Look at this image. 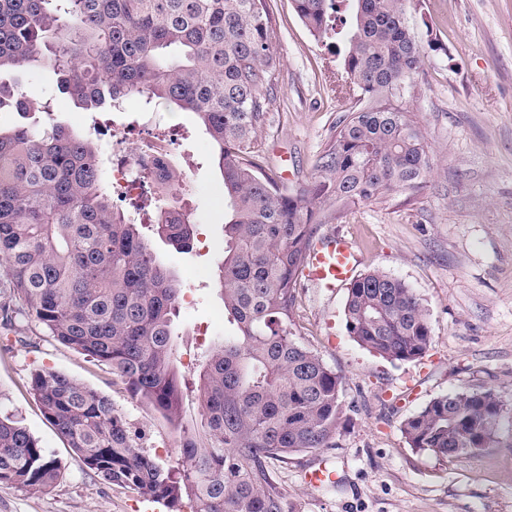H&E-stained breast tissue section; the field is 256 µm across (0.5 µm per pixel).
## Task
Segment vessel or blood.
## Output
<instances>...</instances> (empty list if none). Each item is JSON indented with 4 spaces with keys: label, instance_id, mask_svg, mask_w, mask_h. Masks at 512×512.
<instances>
[{
    "label": "vessel or blood",
    "instance_id": "obj_1",
    "mask_svg": "<svg viewBox=\"0 0 512 512\" xmlns=\"http://www.w3.org/2000/svg\"><path fill=\"white\" fill-rule=\"evenodd\" d=\"M356 262L354 242L344 237L333 236L311 250L303 275L319 287L333 291L353 280Z\"/></svg>",
    "mask_w": 512,
    "mask_h": 512
}]
</instances>
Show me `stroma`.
I'll return each mask as SVG.
<instances>
[{
  "instance_id": "obj_1",
  "label": "stroma",
  "mask_w": 512,
  "mask_h": 512,
  "mask_svg": "<svg viewBox=\"0 0 512 512\" xmlns=\"http://www.w3.org/2000/svg\"><path fill=\"white\" fill-rule=\"evenodd\" d=\"M276 24L280 73L259 131L266 160L304 186L332 141L347 103L336 58L297 15L293 0H266ZM419 38L433 36L412 76L409 107L420 121L432 171L415 193L321 208L318 236L353 240L358 272L380 270L415 289L432 328L427 355L388 362L345 329L346 288L302 283L298 323L305 344L341 376L347 421L336 445L272 461L294 512H512V0H407ZM50 100L55 121L74 132L96 128L104 161L113 139L136 149L144 137L168 139L192 180L182 204L197 226L189 250L152 238L158 261L181 288L174 338L183 387L182 425L202 430L198 395L203 354L224 333L216 290L224 251V188L207 136L187 112L159 110L142 134L135 109L89 113L56 88L49 71L26 78ZM51 368L106 395L141 435L144 453L166 466L180 458L181 435L141 402L111 368L65 347L37 323L17 318L0 331V410L13 414L61 466L45 492L0 488V512H168L136 491L104 482L75 459L28 390L33 370ZM492 389L506 414L493 444L445 460L408 448L402 422L434 397ZM327 466L337 488L310 486Z\"/></svg>"
}]
</instances>
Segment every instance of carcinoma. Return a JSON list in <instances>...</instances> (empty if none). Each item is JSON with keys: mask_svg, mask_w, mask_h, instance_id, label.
<instances>
[{"mask_svg": "<svg viewBox=\"0 0 512 512\" xmlns=\"http://www.w3.org/2000/svg\"><path fill=\"white\" fill-rule=\"evenodd\" d=\"M309 31L342 54L351 106L304 187L265 165L258 130L280 59L265 0H0V74L48 67L60 92L89 112L145 101L192 113L213 145L224 186L218 291L232 334L205 352L199 374L204 435L182 437L172 469L139 448L112 401L67 374L33 371L29 391L76 459L103 481L180 512H291L269 461L334 447L343 382L297 325L301 275L321 204L343 207L417 191L431 169L409 110L424 48L404 0H293ZM49 109L16 79L0 110ZM134 205L152 232L189 246L180 174ZM180 289L142 225L112 201L98 145L67 126L0 128V327L19 315L112 371L176 428L182 387L173 317ZM348 334L390 362L424 356L432 329L416 291L373 270L347 286ZM491 390H455L403 421L408 447L446 459L484 448L504 418ZM61 467L9 414H0V487L47 491Z\"/></svg>", "mask_w": 512, "mask_h": 512, "instance_id": "1", "label": "carcinoma"}]
</instances>
